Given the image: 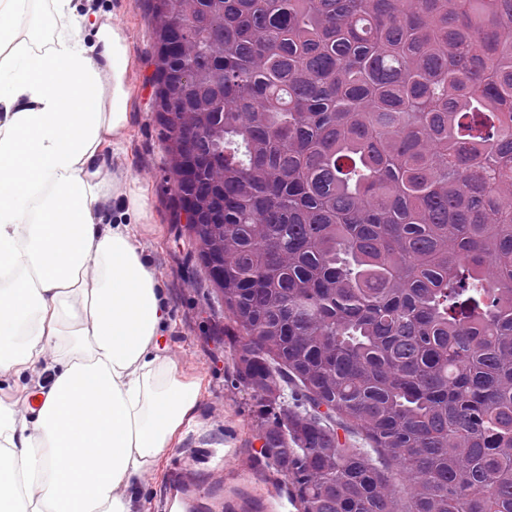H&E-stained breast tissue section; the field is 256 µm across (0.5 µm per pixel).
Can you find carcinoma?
Returning a JSON list of instances; mask_svg holds the SVG:
<instances>
[{
    "instance_id": "carcinoma-1",
    "label": "carcinoma",
    "mask_w": 512,
    "mask_h": 512,
    "mask_svg": "<svg viewBox=\"0 0 512 512\" xmlns=\"http://www.w3.org/2000/svg\"><path fill=\"white\" fill-rule=\"evenodd\" d=\"M149 4L177 211L295 512H512V0Z\"/></svg>"
}]
</instances>
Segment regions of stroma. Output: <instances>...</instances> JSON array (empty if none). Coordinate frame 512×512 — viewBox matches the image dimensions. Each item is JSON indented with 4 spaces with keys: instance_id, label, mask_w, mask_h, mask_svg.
I'll return each instance as SVG.
<instances>
[{
    "instance_id": "obj_1",
    "label": "stroma",
    "mask_w": 512,
    "mask_h": 512,
    "mask_svg": "<svg viewBox=\"0 0 512 512\" xmlns=\"http://www.w3.org/2000/svg\"><path fill=\"white\" fill-rule=\"evenodd\" d=\"M92 4L123 30L130 57L127 125L119 147L106 153V171L129 174L144 190L143 209L132 220L171 312L161 347L184 379L201 383L195 424L145 472L138 508L169 512L166 477L177 467L192 487L194 512H275L285 492L263 452L258 404L234 379L235 350L224 335V310L190 252L184 224L176 220V187L153 102L155 32L147 0Z\"/></svg>"
}]
</instances>
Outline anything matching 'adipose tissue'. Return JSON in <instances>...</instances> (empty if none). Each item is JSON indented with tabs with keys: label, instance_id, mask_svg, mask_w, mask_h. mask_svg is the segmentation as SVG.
Segmentation results:
<instances>
[{
	"label": "adipose tissue",
	"instance_id": "obj_1",
	"mask_svg": "<svg viewBox=\"0 0 512 512\" xmlns=\"http://www.w3.org/2000/svg\"><path fill=\"white\" fill-rule=\"evenodd\" d=\"M126 37L75 0H0V512H133L198 403L163 356L164 292L113 222L104 150L127 119ZM20 387L12 383L0 384V398L2 401L12 403L19 413L28 412V397L40 391V385L44 384L38 376H26L22 380ZM25 386V387H24Z\"/></svg>",
	"mask_w": 512,
	"mask_h": 512
}]
</instances>
